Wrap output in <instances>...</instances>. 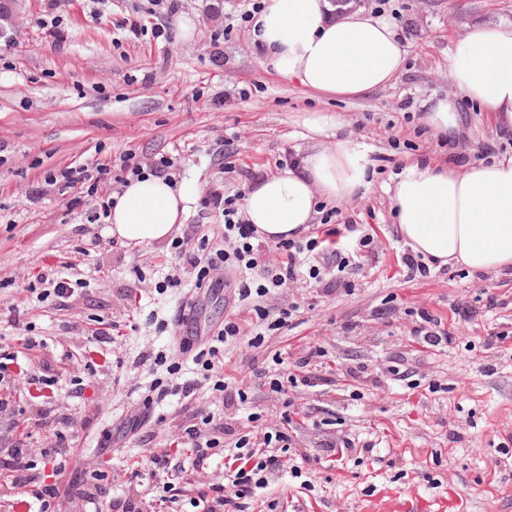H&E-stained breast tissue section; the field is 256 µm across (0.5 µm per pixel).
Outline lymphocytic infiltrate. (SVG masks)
Instances as JSON below:
<instances>
[{
  "label": "lymphocytic infiltrate",
  "mask_w": 512,
  "mask_h": 512,
  "mask_svg": "<svg viewBox=\"0 0 512 512\" xmlns=\"http://www.w3.org/2000/svg\"><path fill=\"white\" fill-rule=\"evenodd\" d=\"M172 166V159L163 155L145 167L132 153L124 154L116 168L98 160L68 165L50 175L44 183L33 186L30 196L36 201L53 191L68 196L70 209H83L88 223L101 224L112 208L111 186L148 174L166 177ZM79 185L85 187V196L69 197V190ZM242 201L243 194L238 190L208 189L201 196L203 209L214 213L224 223V247L214 246L205 237L194 243L186 238L172 243L180 267L184 274L193 276L196 288H209L219 281H226L232 290V305L251 306L255 314L254 328L249 333L245 332L236 313L225 315L222 327L215 330L208 343L193 355L192 361L200 371L199 379L176 383L170 388L171 393L187 402L193 399L203 381L211 383L217 391L227 390L228 385L219 372V356L227 345L245 335L252 347L260 348L265 344L263 325H270L274 330L287 328L291 310H275L268 305L269 299L280 288L302 276L321 283L327 294L349 287L343 274L354 260V251L329 249L323 239L317 237L279 241L272 246L263 243L253 225L246 223ZM272 249L280 253V261H267L266 254ZM234 447L231 461L224 470L223 482L201 486L191 498L190 503L197 512H217L221 507L234 510L239 500L254 497L266 488V472L273 465L272 456L266 449L257 447L246 433L235 438ZM11 467L18 494L37 501L38 512H51V502L57 497L56 489L34 475L35 465L27 449H13Z\"/></svg>",
  "instance_id": "1"
}]
</instances>
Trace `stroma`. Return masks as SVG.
Here are the masks:
<instances>
[{
    "label": "stroma",
    "mask_w": 512,
    "mask_h": 512,
    "mask_svg": "<svg viewBox=\"0 0 512 512\" xmlns=\"http://www.w3.org/2000/svg\"><path fill=\"white\" fill-rule=\"evenodd\" d=\"M243 5L181 0L176 13L156 17L147 0H109L99 12L93 0H27L11 40L0 39V349L18 354L0 385L13 403L12 413L0 414V458L19 445L41 463L62 433L69 469L49 477L57 512H86L68 494L75 468L97 475L103 506L130 496L140 512H172L152 484L128 481L150 449L175 450L185 427L207 415L260 444L287 410L293 447L285 458L303 477L270 470L246 512H512V458L503 454L512 449V272L446 267L407 279L385 192L413 160L451 159L461 169L512 154V131L459 98L448 78L449 50L471 25L511 23L512 0H352L392 14L408 51L393 83L358 98L320 95L265 69L250 24L225 26ZM49 9L63 17L53 36L41 25ZM129 19L167 24L172 35L129 38ZM182 20L193 25L191 38L177 34ZM430 97L456 100L457 138L441 143L424 132L422 102ZM314 110L344 114L369 148L371 187L338 206L370 239L347 274L352 290L327 295L305 276L280 290L273 303L294 307L290 329L270 336L266 350L242 341L224 357L223 375L245 390L246 403L226 405L204 384L191 403L169 395L137 411L155 379L192 376L190 366L171 376L159 364L177 359L172 328L182 302L196 301L205 329L223 323L229 290H199L188 279L166 287L180 271L170 244L110 246L105 226L87 223L57 193L33 201L32 185L64 165L132 151L145 162L171 156L174 179L199 189L243 190L239 169L275 171L284 151L304 146L296 119ZM95 237L100 246L89 247ZM52 270L77 283L67 305L37 280ZM463 307L472 317L459 316ZM421 309L441 318L453 336L448 347L429 350L413 336ZM493 330L503 338L491 345ZM29 339L37 345L28 351ZM313 347L323 355L311 371L325 385L272 392L269 379L296 373ZM276 353L282 364H273ZM359 363L369 374L355 380L348 370ZM34 375L46 377L47 388L31 385ZM134 411L140 434L119 435ZM253 412L261 419L252 429ZM343 437L353 448L325 450ZM227 453L217 448L207 470L174 476L183 512H192L196 483L222 480Z\"/></svg>",
    "instance_id": "obj_1"
}]
</instances>
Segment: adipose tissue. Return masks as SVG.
<instances>
[{
  "mask_svg": "<svg viewBox=\"0 0 512 512\" xmlns=\"http://www.w3.org/2000/svg\"><path fill=\"white\" fill-rule=\"evenodd\" d=\"M252 35L266 68L326 96L356 98L390 84L407 54L387 17L334 0H267ZM448 76L464 98L512 128V23L470 27L448 55ZM301 125L307 147L298 162L261 175L245 192L244 217L261 239L299 238L320 204L349 200L372 184L368 151L344 115L312 111ZM386 191L399 236L430 263L487 275L512 269V156L461 172L415 162ZM197 195L186 179L130 180L108 232L130 246L166 242Z\"/></svg>",
  "mask_w": 512,
  "mask_h": 512,
  "instance_id": "1",
  "label": "adipose tissue"
}]
</instances>
